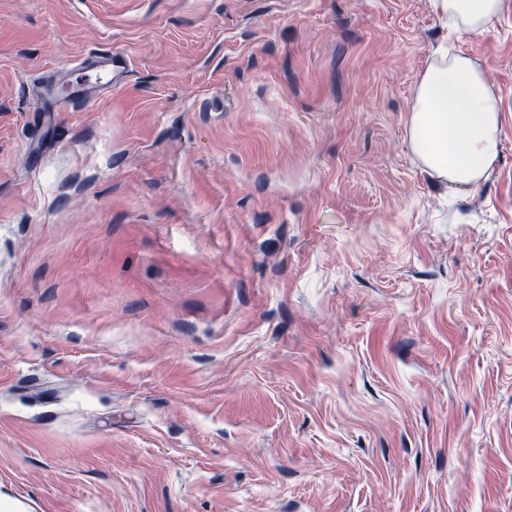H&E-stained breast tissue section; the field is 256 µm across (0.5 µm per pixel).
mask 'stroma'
I'll return each mask as SVG.
<instances>
[{"label":"stroma","mask_w":512,"mask_h":512,"mask_svg":"<svg viewBox=\"0 0 512 512\" xmlns=\"http://www.w3.org/2000/svg\"><path fill=\"white\" fill-rule=\"evenodd\" d=\"M446 45L471 190L409 144ZM0 500L512 512V0H0ZM433 11L460 38L485 33L500 12V0H430ZM502 131L499 100L466 54L443 53L425 69L409 138L431 177L462 189L476 186L497 161Z\"/></svg>","instance_id":"1"}]
</instances>
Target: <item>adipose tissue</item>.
I'll list each match as a JSON object with an SVG mask.
<instances>
[{
    "label": "adipose tissue",
    "instance_id": "adipose-tissue-1",
    "mask_svg": "<svg viewBox=\"0 0 512 512\" xmlns=\"http://www.w3.org/2000/svg\"><path fill=\"white\" fill-rule=\"evenodd\" d=\"M446 27L466 38L485 33L500 0H430ZM498 99L464 53L442 57L423 72L409 126L410 147L431 176L459 188L478 184L499 155Z\"/></svg>",
    "mask_w": 512,
    "mask_h": 512
}]
</instances>
